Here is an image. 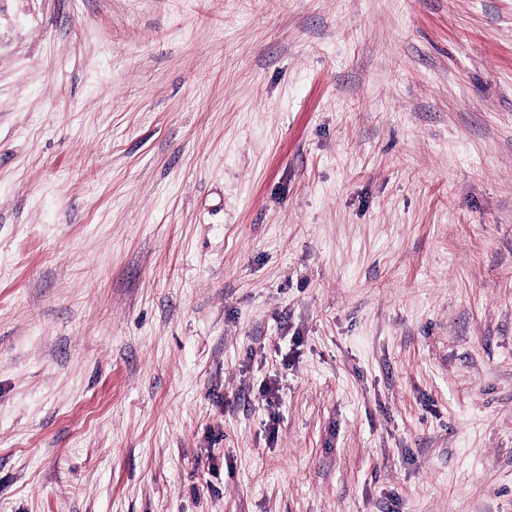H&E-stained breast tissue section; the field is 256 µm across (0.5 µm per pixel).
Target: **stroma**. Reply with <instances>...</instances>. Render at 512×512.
Returning a JSON list of instances; mask_svg holds the SVG:
<instances>
[{
  "mask_svg": "<svg viewBox=\"0 0 512 512\" xmlns=\"http://www.w3.org/2000/svg\"><path fill=\"white\" fill-rule=\"evenodd\" d=\"M0 512H512V0H0Z\"/></svg>",
  "mask_w": 512,
  "mask_h": 512,
  "instance_id": "stroma-1",
  "label": "stroma"
}]
</instances>
